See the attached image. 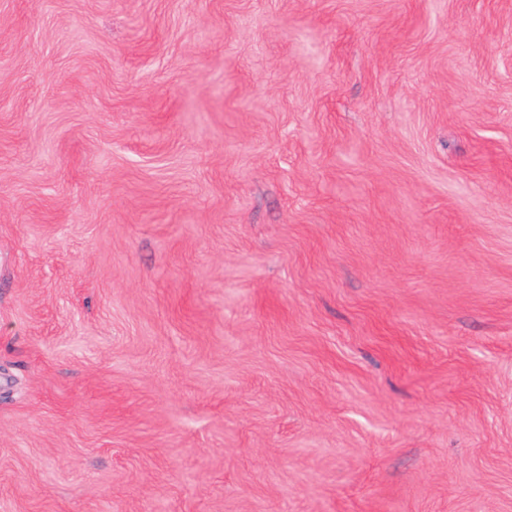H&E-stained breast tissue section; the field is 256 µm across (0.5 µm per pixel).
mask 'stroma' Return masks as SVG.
Returning a JSON list of instances; mask_svg holds the SVG:
<instances>
[{
  "mask_svg": "<svg viewBox=\"0 0 512 512\" xmlns=\"http://www.w3.org/2000/svg\"><path fill=\"white\" fill-rule=\"evenodd\" d=\"M0 512H512V0H0Z\"/></svg>",
  "mask_w": 512,
  "mask_h": 512,
  "instance_id": "obj_1",
  "label": "stroma"
}]
</instances>
